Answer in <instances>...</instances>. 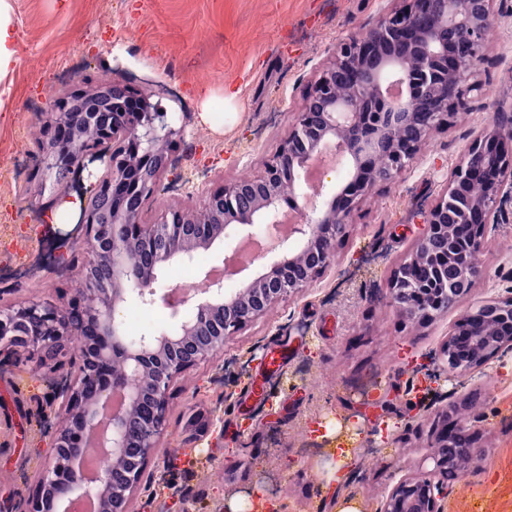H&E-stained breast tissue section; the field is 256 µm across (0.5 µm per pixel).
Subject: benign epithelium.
<instances>
[{
	"label": "benign epithelium",
	"mask_w": 512,
	"mask_h": 512,
	"mask_svg": "<svg viewBox=\"0 0 512 512\" xmlns=\"http://www.w3.org/2000/svg\"><path fill=\"white\" fill-rule=\"evenodd\" d=\"M367 31L340 43L320 70L260 174L210 191L195 208L174 204L158 219L143 220L147 202L163 176L177 169L176 146L186 123L175 126L153 94L112 83L122 93L111 112L72 108L76 100L101 95L105 87L76 86L52 95L36 113L44 130L28 183H36L42 223L64 203H79L78 236L53 231L61 241L48 270L72 266L83 241L86 288L67 304L47 299L0 302V373L21 359L34 363L50 388L49 407L59 422H47L49 463L33 493L32 512H69L80 499L97 512H130L147 463L159 454L169 415V390L178 375L216 355L224 339L264 316L282 299L304 292L335 266L361 199L377 186L394 184L437 130L450 125L478 90L475 77L486 62L484 31L491 0H403ZM413 128L409 139L395 132ZM106 173L72 196L88 165ZM326 162L347 168L346 184L330 191L311 181ZM512 115L500 113L466 147L438 199L422 207L421 233L409 263L432 257L439 239L451 242L457 224H476L468 247L448 253L466 277L458 295L484 273L483 253L496 214L512 195ZM112 197L103 213L102 197ZM227 245L255 244L254 260L265 272L228 293L224 267L205 272L200 293L165 284L166 271L196 254ZM407 263V264H409ZM393 272L386 299L405 319L424 323L448 311V294L427 296V309L409 310L404 273ZM132 302L169 310L162 331L130 336L124 314ZM512 314V296L467 310L440 350L446 368L470 377L509 349L512 334L496 319ZM123 370L116 372L113 364ZM465 417L444 412L433 432V472L401 479L379 512H443L453 475L478 468L483 453ZM468 438L465 462L452 464L449 450ZM96 448L108 464L93 473L76 461Z\"/></svg>",
	"instance_id": "1"
}]
</instances>
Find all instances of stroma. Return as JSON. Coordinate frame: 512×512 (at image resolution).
I'll return each instance as SVG.
<instances>
[{"label": "stroma", "mask_w": 512, "mask_h": 512, "mask_svg": "<svg viewBox=\"0 0 512 512\" xmlns=\"http://www.w3.org/2000/svg\"><path fill=\"white\" fill-rule=\"evenodd\" d=\"M16 53L0 78V300L65 302L71 274L44 272L54 246L23 195L39 154L35 112L73 84L104 77L152 91L186 115L177 150L181 179L167 204L199 205L223 182L259 173L286 136L305 91L337 43L402 0H8ZM487 64L464 120L435 132L399 182L379 187L352 217L336 265L307 291L278 302L224 342L215 358L182 373L169 401L160 452L146 466L131 508L185 497L191 512H247L248 487L278 490L285 512H378L401 478L426 475L429 428L464 401L485 460L450 482L444 512H512V352L478 381L446 374L438 354L458 318L478 302L512 295V206L483 255L486 275L455 307L416 326L387 306L388 280L418 233L415 210L441 191L463 150L512 105V0H493ZM238 90L226 115L224 88ZM209 120H202V113ZM280 354L271 364L272 354ZM237 362L230 378L215 366ZM428 377L436 400L410 410ZM396 384L391 423L399 438L370 450L358 409L374 385ZM48 387L31 366L0 375V488L27 498L48 460L43 448ZM356 471L341 478L332 459Z\"/></svg>", "instance_id": "1"}]
</instances>
